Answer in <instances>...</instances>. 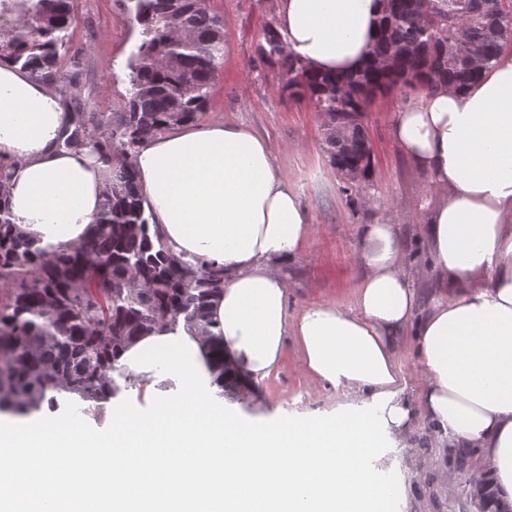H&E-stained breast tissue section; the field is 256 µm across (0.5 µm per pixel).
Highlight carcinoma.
Here are the masks:
<instances>
[{"label": "carcinoma", "mask_w": 512, "mask_h": 512, "mask_svg": "<svg viewBox=\"0 0 512 512\" xmlns=\"http://www.w3.org/2000/svg\"><path fill=\"white\" fill-rule=\"evenodd\" d=\"M178 16L192 40L175 39ZM141 43L129 62L124 112H74L60 143L112 165L94 233L81 246L48 249L16 230L0 199V415L59 408L63 394L100 418L121 391V344L183 319L200 325L224 365L208 306L224 288V267L172 257L150 233L135 171L122 159L147 139L204 114L224 56L222 21L206 0H135ZM73 21L71 0H0V61L56 78ZM512 38V0H390L382 7L370 59L357 71L314 72L286 53L269 23L257 59L277 68L282 95L306 98L325 120L339 174L366 156L365 103L394 89L463 88L477 81ZM482 51L479 65L469 49Z\"/></svg>", "instance_id": "carcinoma-1"}]
</instances>
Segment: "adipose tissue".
I'll list each match as a JSON object with an SVG mask.
<instances>
[{"mask_svg":"<svg viewBox=\"0 0 512 512\" xmlns=\"http://www.w3.org/2000/svg\"><path fill=\"white\" fill-rule=\"evenodd\" d=\"M379 0H279L285 50L318 72L367 59ZM70 122L53 82L0 62V183L13 224L42 245L87 241L111 166L61 148ZM394 140L438 202L421 228L436 295L422 306L396 225H365L353 307L288 311L282 269L309 235L297 192L249 127L214 119L146 141L130 164L150 223L173 255L224 268L210 308L238 404L294 354L305 379L342 394L341 418L240 424L212 397L217 375L200 328H156L119 364L152 414L117 413L111 434L84 422L0 415V512L48 493L58 512H394L366 462L384 434L407 439L427 418L438 447L481 452L476 477L512 506V50L462 90L426 91L394 112ZM413 335L424 379L412 391L397 359ZM172 379L179 398L161 395Z\"/></svg>","mask_w":512,"mask_h":512,"instance_id":"ef3b65f1","label":"adipose tissue"}]
</instances>
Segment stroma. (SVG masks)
I'll return each mask as SVG.
<instances>
[{"label": "stroma", "instance_id": "35a3bbf8", "mask_svg": "<svg viewBox=\"0 0 512 512\" xmlns=\"http://www.w3.org/2000/svg\"><path fill=\"white\" fill-rule=\"evenodd\" d=\"M278 0H209L224 27V58L212 86L205 119L243 124L262 137L279 173L297 191L308 213L310 235L283 273L290 312L318 302L353 306L363 275L360 235L364 225L389 222L399 227L408 270L419 288L430 286L431 259L419 228L427 207L437 201L426 175L403 155L391 134L394 111L416 98L412 89L378 96L369 106L365 132L373 146L369 178L345 183L325 147L323 119L306 99L280 92L276 68L256 60V47L268 22L277 19ZM69 52L80 53V69L63 68L57 86L68 94L72 82L84 87L87 112H121L129 81L128 63L140 44L129 0H76ZM260 410L240 408L234 393L223 396L224 411L242 422L263 418L294 421L344 413V397L306 380L293 357L257 390ZM413 451L385 442L372 467L398 490V512H474L468 472L479 461L475 448L437 449L426 423L410 436Z\"/></svg>", "mask_w": 512, "mask_h": 512}]
</instances>
